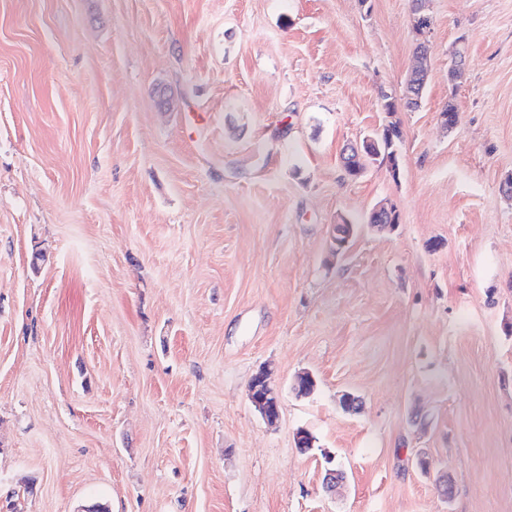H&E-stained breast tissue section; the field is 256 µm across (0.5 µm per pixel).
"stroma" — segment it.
<instances>
[{
	"mask_svg": "<svg viewBox=\"0 0 512 512\" xmlns=\"http://www.w3.org/2000/svg\"><path fill=\"white\" fill-rule=\"evenodd\" d=\"M410 14L0 0V512H512V0H430L416 110ZM400 138V130L396 124L391 123L384 128L382 134L378 137L376 144H367L363 140L361 145V156L359 153L353 154L352 157H357L355 164H363L362 159L364 158L370 162H376L379 157L384 160L386 157L392 166L396 165V154L393 149L395 140ZM375 156L376 158H373ZM270 377V371L264 368L255 374L248 387V399L267 424L272 425L280 417L282 400L271 386Z\"/></svg>",
	"mask_w": 512,
	"mask_h": 512,
	"instance_id": "35a3bbf8",
	"label": "stroma"
}]
</instances>
